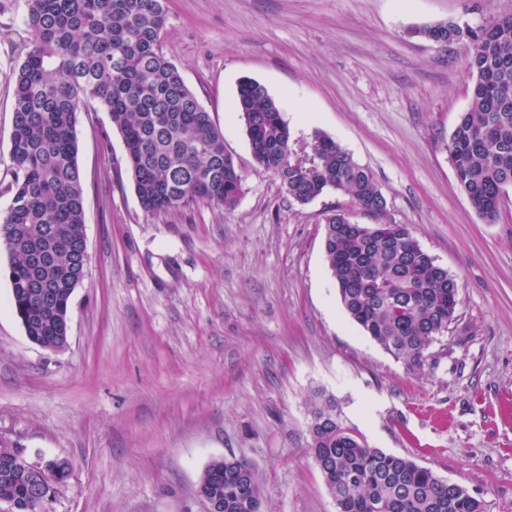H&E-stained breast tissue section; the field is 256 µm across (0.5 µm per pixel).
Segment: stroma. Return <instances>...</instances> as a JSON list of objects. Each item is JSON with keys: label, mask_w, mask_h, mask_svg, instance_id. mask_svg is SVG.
Instances as JSON below:
<instances>
[{"label": "stroma", "mask_w": 512, "mask_h": 512, "mask_svg": "<svg viewBox=\"0 0 512 512\" xmlns=\"http://www.w3.org/2000/svg\"><path fill=\"white\" fill-rule=\"evenodd\" d=\"M163 52L224 134L235 209L160 215L135 193L108 112L77 115L89 264L61 350L32 343L10 307L0 246V440L65 458L39 512H206L209 463L251 462L264 512H337L307 453L316 394L370 447L512 512V193L487 223L459 187L449 136L469 103L466 42L512 0H167ZM24 0H0V211L10 202L12 73ZM250 78L279 105L293 151L315 134L373 174L383 214L333 190L300 204L259 167L237 109ZM405 224L460 283L456 318L407 372L345 313L324 224Z\"/></svg>", "instance_id": "stroma-1"}]
</instances>
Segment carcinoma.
<instances>
[{"mask_svg":"<svg viewBox=\"0 0 512 512\" xmlns=\"http://www.w3.org/2000/svg\"><path fill=\"white\" fill-rule=\"evenodd\" d=\"M24 55L13 72L11 203L0 213L8 244L11 305L25 334L58 344L82 275L84 197L77 165V112L97 103L122 135L144 211L161 214L196 201L234 209L241 194L224 135L164 54L165 0H25ZM418 34L448 45L467 41L472 78L468 108L448 141L456 180L489 223L512 188V15L475 28L453 22ZM238 110L255 162L288 197L307 203L327 190L381 214L386 199L371 172L332 138L317 134L313 163H285L290 132L259 82L244 79ZM324 247L341 303L364 332L409 371L424 368L430 347L455 319L458 282L424 251L406 224L326 219ZM56 290L51 302L35 296ZM308 452L339 512H485L463 486L432 469L369 447L341 419L335 399L319 398ZM208 476L224 512H255L262 484L252 465L217 459ZM11 512H37L21 470H0V499Z\"/></svg>","mask_w":512,"mask_h":512,"instance_id":"obj_1","label":"carcinoma"}]
</instances>
